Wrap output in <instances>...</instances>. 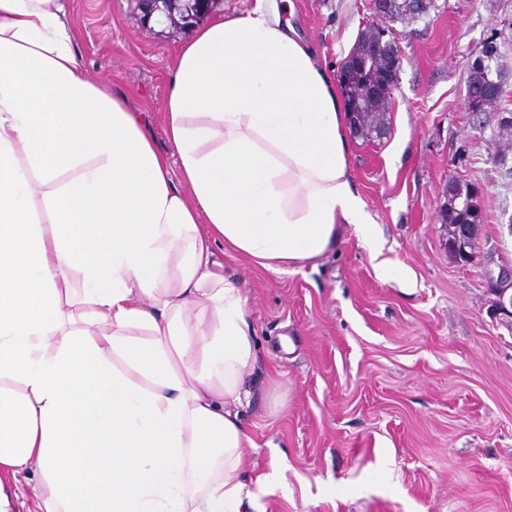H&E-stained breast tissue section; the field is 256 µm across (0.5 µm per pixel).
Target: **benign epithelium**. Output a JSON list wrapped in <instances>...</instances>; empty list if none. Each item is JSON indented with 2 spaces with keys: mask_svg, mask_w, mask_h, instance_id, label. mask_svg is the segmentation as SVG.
Returning a JSON list of instances; mask_svg holds the SVG:
<instances>
[{
  "mask_svg": "<svg viewBox=\"0 0 512 512\" xmlns=\"http://www.w3.org/2000/svg\"><path fill=\"white\" fill-rule=\"evenodd\" d=\"M420 2L422 0H370L371 24L377 36L376 51L371 56H360L352 52L341 61L336 78L343 92L350 93L351 86L361 80L367 81L374 75L376 82L371 89L385 96L392 94L393 74L400 66L401 50L395 38L389 37L387 22L397 7ZM213 4L214 0H136L144 23L148 24L152 18L157 17L184 28L193 26L213 8ZM511 81V75L489 67L485 53L469 61L466 78L469 109L473 112L482 111L478 96L486 90H503ZM511 281V263L497 265V271L487 281L490 291H498L495 301L497 309L509 316L512 315V296H506L507 289L500 287V284Z\"/></svg>",
  "mask_w": 512,
  "mask_h": 512,
  "instance_id": "1",
  "label": "benign epithelium"
}]
</instances>
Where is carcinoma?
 <instances>
[{
    "instance_id": "obj_1",
    "label": "carcinoma",
    "mask_w": 512,
    "mask_h": 512,
    "mask_svg": "<svg viewBox=\"0 0 512 512\" xmlns=\"http://www.w3.org/2000/svg\"><path fill=\"white\" fill-rule=\"evenodd\" d=\"M391 98L372 101L359 96L357 112L351 115L356 134L365 141L379 139L378 128L388 124L387 112ZM442 221L447 229L446 247L458 263L467 264L473 259L479 215L476 193L468 183L455 179L448 181Z\"/></svg>"
}]
</instances>
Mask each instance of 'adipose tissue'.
Wrapping results in <instances>:
<instances>
[{"mask_svg": "<svg viewBox=\"0 0 512 512\" xmlns=\"http://www.w3.org/2000/svg\"><path fill=\"white\" fill-rule=\"evenodd\" d=\"M77 39L63 0H0V512H242L278 474L241 470L261 353L216 253L369 234L344 94L278 0L214 15L170 67L174 171Z\"/></svg>", "mask_w": 512, "mask_h": 512, "instance_id": "adipose-tissue-1", "label": "adipose tissue"}]
</instances>
